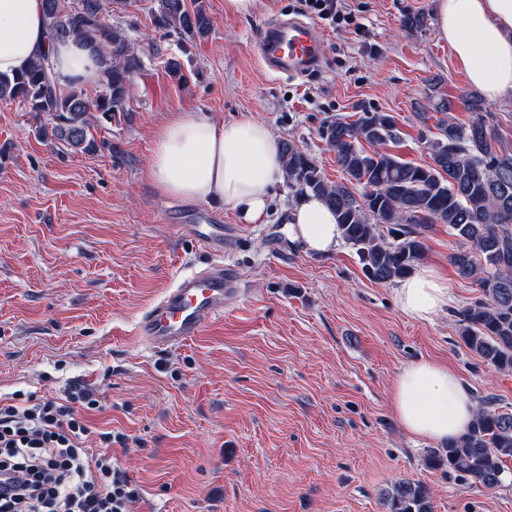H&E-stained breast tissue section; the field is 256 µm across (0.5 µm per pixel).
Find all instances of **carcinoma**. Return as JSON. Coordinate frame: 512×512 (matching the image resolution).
<instances>
[{
	"label": "carcinoma",
	"mask_w": 512,
	"mask_h": 512,
	"mask_svg": "<svg viewBox=\"0 0 512 512\" xmlns=\"http://www.w3.org/2000/svg\"><path fill=\"white\" fill-rule=\"evenodd\" d=\"M46 27L57 41L80 38L99 62L101 91H63L48 56L27 69L0 74V100L23 102L46 121L36 127L45 141L74 153L112 150L92 127H105L126 112L133 76L141 69L133 39L106 19L102 0H80L66 10L61 0H42ZM154 26L191 39L205 37L211 20L204 5L154 0ZM453 103L439 98L443 114L423 136L431 162L416 165L383 146L398 138L391 115L367 113L358 121H334L323 138L336 152L344 180L329 181L315 158L295 142H282L288 186L298 196L321 197L336 212L342 238L356 252L364 275L384 283L411 274L427 251V232L445 224L458 238L450 257L457 274L474 280L482 299L459 312L462 343L499 371H512V152L503 148L496 116L480 111L466 123L448 116ZM373 146L367 152L362 143ZM512 410L485 399L468 431L446 448L427 451L424 467L448 469L486 488L512 482ZM432 492L421 481L401 480L385 497L386 512H433Z\"/></svg>",
	"instance_id": "cac0c4a2"
}]
</instances>
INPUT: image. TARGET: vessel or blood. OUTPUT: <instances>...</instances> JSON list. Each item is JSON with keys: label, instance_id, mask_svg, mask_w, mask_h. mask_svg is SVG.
Wrapping results in <instances>:
<instances>
[{"label": "vessel or blood", "instance_id": "obj_1", "mask_svg": "<svg viewBox=\"0 0 512 512\" xmlns=\"http://www.w3.org/2000/svg\"><path fill=\"white\" fill-rule=\"evenodd\" d=\"M319 29L302 19L269 22L257 40V54L271 74L299 78L316 70L322 57ZM195 238L202 247L224 248L221 217L210 212L195 215ZM234 280L222 265L213 264L181 278L140 318L139 336L164 351L199 336L236 294Z\"/></svg>", "mask_w": 512, "mask_h": 512}]
</instances>
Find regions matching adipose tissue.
Returning <instances> with one entry per match:
<instances>
[{"mask_svg": "<svg viewBox=\"0 0 512 512\" xmlns=\"http://www.w3.org/2000/svg\"><path fill=\"white\" fill-rule=\"evenodd\" d=\"M434 9L439 36L470 84L491 99L512 95V0H434ZM46 54L60 87L97 76L96 58L80 40H50L42 0H0V73L22 70ZM147 175L160 195L219 199L239 221L260 224L284 180L280 139L258 120L179 115L157 130ZM289 222L293 240L311 253L331 252L342 238L335 212L315 196L302 197ZM395 297L401 311L419 320L432 319L450 302L447 281L427 266L401 279ZM390 404L407 435L433 442L460 438L476 413L459 373L429 359L400 370Z\"/></svg>", "mask_w": 512, "mask_h": 512, "instance_id": "1", "label": "adipose tissue"}]
</instances>
